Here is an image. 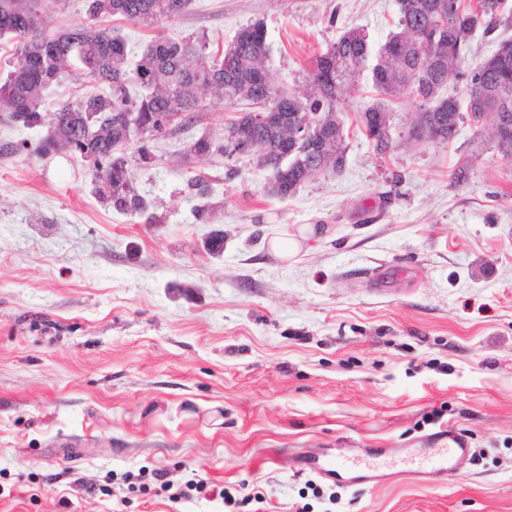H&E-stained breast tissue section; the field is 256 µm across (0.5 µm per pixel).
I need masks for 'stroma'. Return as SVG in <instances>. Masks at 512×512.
<instances>
[{
    "label": "stroma",
    "mask_w": 512,
    "mask_h": 512,
    "mask_svg": "<svg viewBox=\"0 0 512 512\" xmlns=\"http://www.w3.org/2000/svg\"><path fill=\"white\" fill-rule=\"evenodd\" d=\"M396 20V0H192L150 27L102 24L136 55L158 36L224 48L262 22L273 81L302 95L340 34L382 43ZM344 97V168L285 200L249 156L188 157L239 115L207 99L134 165L152 223L99 201L68 150H21L45 129L0 121V512H512V169L468 121L449 145L411 139L412 98L390 103L377 154L357 111L378 94ZM452 432L470 458L428 484L306 464L379 471ZM159 474L226 495L175 500ZM309 464L318 474L327 477L334 476L341 472L357 473L364 469L355 463H351L347 459H340L336 457H329L322 461H320L319 458H312L309 460Z\"/></svg>",
    "instance_id": "35a3bbf8"
}]
</instances>
